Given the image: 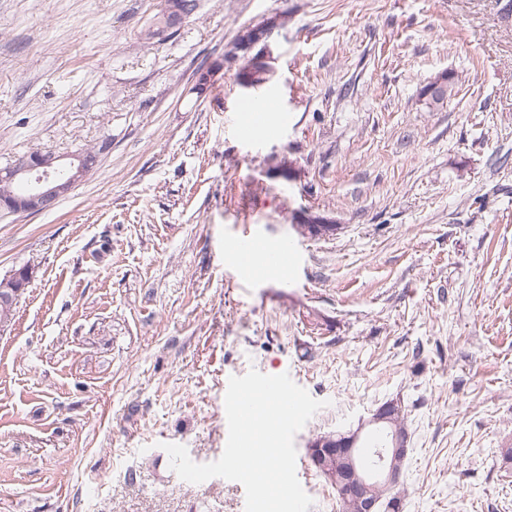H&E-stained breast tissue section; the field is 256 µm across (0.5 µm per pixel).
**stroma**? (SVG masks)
Returning <instances> with one entry per match:
<instances>
[{
  "label": "stroma",
  "instance_id": "1",
  "mask_svg": "<svg viewBox=\"0 0 512 512\" xmlns=\"http://www.w3.org/2000/svg\"><path fill=\"white\" fill-rule=\"evenodd\" d=\"M162 2L0 0V167L111 143L51 209L0 212V276L32 271L0 328V512H245L164 446L219 459L252 369L324 403L295 437L308 512H340L309 442L389 400L403 512H512V0H198L145 38ZM275 14L274 78L244 89L224 54ZM272 95L278 134L240 138ZM307 210L336 235H299ZM248 228L295 271L241 277Z\"/></svg>",
  "mask_w": 512,
  "mask_h": 512
}]
</instances>
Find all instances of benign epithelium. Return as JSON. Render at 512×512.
Returning <instances> with one entry per match:
<instances>
[{"label":"benign epithelium","instance_id":"benign-epithelium-1","mask_svg":"<svg viewBox=\"0 0 512 512\" xmlns=\"http://www.w3.org/2000/svg\"><path fill=\"white\" fill-rule=\"evenodd\" d=\"M185 19L186 12L178 0L164 3L162 23L166 29L181 27ZM283 25L284 16L274 15L255 26H246L225 52L224 61H247L252 70H273L269 38ZM108 148L109 142L105 141L96 151L77 152L66 162L50 153L34 152L22 164L1 168L0 186L6 192L0 195V209L11 213H38L50 209L97 166L100 155ZM296 219L301 236L310 239L333 236L339 228L335 219L320 214L302 212ZM26 288L28 281L11 272L0 282V300L14 302ZM401 413V405L391 400L382 404L367 421L368 425L386 432V441L378 451V463L371 470H363L356 464L361 447L358 430L351 434L323 435L309 443L311 464L336 485L340 498L354 503L356 512H401V497L395 493L401 476L397 462L407 455L409 435L400 427L387 428ZM377 484L386 489L387 497L372 494L371 489Z\"/></svg>","mask_w":512,"mask_h":512}]
</instances>
